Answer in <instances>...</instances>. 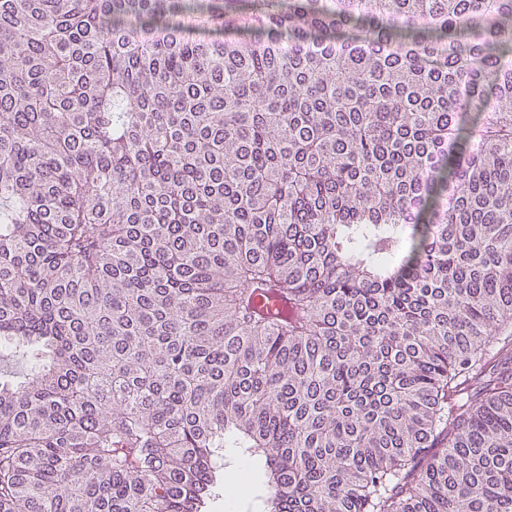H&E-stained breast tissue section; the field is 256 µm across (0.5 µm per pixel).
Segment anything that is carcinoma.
Returning <instances> with one entry per match:
<instances>
[{"mask_svg":"<svg viewBox=\"0 0 512 512\" xmlns=\"http://www.w3.org/2000/svg\"><path fill=\"white\" fill-rule=\"evenodd\" d=\"M237 2L0 0V512H512V0ZM32 366V361L29 357L15 355L2 358L0 357V380H21L27 373H29ZM255 465L254 476H253V484L251 491L241 500L236 502V506L232 511L229 506L231 504V499H235L238 494H236L237 489L242 486V466H236L232 468L225 474V487L226 494L228 499L224 500V488L222 493V497L215 500L209 504L208 512H262L261 510V500L265 495V486H264V478H263V463L258 460H253ZM225 501V508H224Z\"/></svg>","mask_w":512,"mask_h":512,"instance_id":"obj_1","label":"carcinoma"}]
</instances>
